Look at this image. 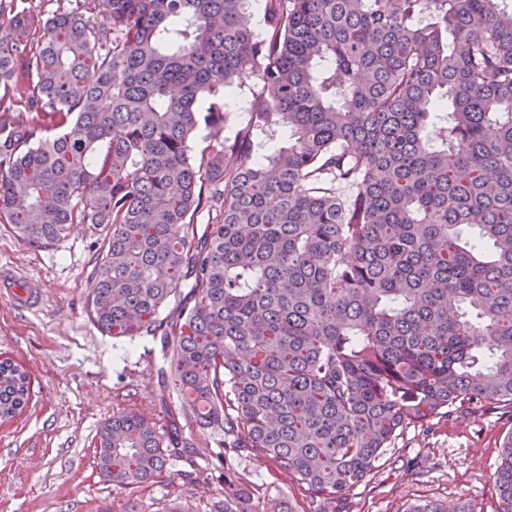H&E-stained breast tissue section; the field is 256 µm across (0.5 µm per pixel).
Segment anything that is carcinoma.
I'll list each match as a JSON object with an SVG mask.
<instances>
[{"mask_svg": "<svg viewBox=\"0 0 512 512\" xmlns=\"http://www.w3.org/2000/svg\"><path fill=\"white\" fill-rule=\"evenodd\" d=\"M65 2L0 0V86L36 80L27 121L0 95V224L35 247L86 225L94 324L161 337L170 429L112 414L107 480L186 456L181 418L224 437L215 512H259L246 456L334 504L403 427L512 405V0H266L262 37L249 0H105L98 23V0ZM30 399L0 360V421ZM495 485L512 512V433ZM237 83L238 86L235 88L233 96L227 100L228 108L233 111V119L224 130V135L228 137H233L235 131L246 124L250 112V88L256 86L258 80L249 74L246 78L242 77Z\"/></svg>", "mask_w": 512, "mask_h": 512, "instance_id": "carcinoma-1", "label": "carcinoma"}]
</instances>
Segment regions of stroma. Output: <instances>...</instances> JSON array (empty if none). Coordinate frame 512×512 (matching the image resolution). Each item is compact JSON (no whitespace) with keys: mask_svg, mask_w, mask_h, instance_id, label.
Masks as SVG:
<instances>
[{"mask_svg":"<svg viewBox=\"0 0 512 512\" xmlns=\"http://www.w3.org/2000/svg\"><path fill=\"white\" fill-rule=\"evenodd\" d=\"M94 258L82 225L49 248L28 246L0 225V356L28 371L32 393L21 416L0 423V512H213L218 481L187 473L216 462L220 447L196 425L182 429L189 457L151 482L124 486L99 472L95 442L105 420L136 409L165 430L170 398L152 374L158 342L114 338L92 323L86 302L95 286ZM14 276L37 288L36 308L13 304L3 283ZM510 434V405L478 414L442 410L399 432L371 476L352 489L345 512H405L428 500L494 512L493 474ZM243 465L262 502L289 498L299 512H323L268 460L251 457Z\"/></svg>","mask_w":512,"mask_h":512,"instance_id":"1","label":"stroma"}]
</instances>
